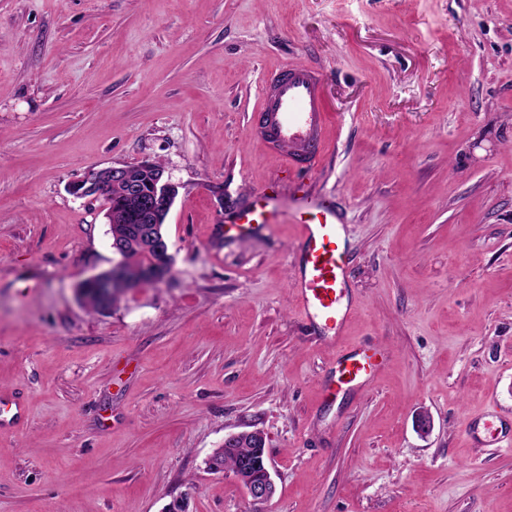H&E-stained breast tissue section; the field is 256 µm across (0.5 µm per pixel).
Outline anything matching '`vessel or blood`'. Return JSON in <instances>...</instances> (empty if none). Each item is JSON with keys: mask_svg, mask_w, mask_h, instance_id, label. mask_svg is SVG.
I'll use <instances>...</instances> for the list:
<instances>
[{"mask_svg": "<svg viewBox=\"0 0 512 512\" xmlns=\"http://www.w3.org/2000/svg\"><path fill=\"white\" fill-rule=\"evenodd\" d=\"M260 118L249 136L261 140L283 162L292 178L299 205L282 213L276 200L278 183L257 190L249 208L239 212L228 230L248 238L283 221L294 224L298 246L292 259L297 307L309 327L331 332L339 347L329 381L341 389L368 384L379 362L360 350L343 345L352 307L345 298L348 277L347 226L343 207L331 197L312 191L303 176L312 172L327 151L328 115L320 73L307 65L291 64L271 73L261 89ZM471 440H484L499 448L512 447V427L467 420Z\"/></svg>", "mask_w": 512, "mask_h": 512, "instance_id": "vessel-or-blood-1", "label": "vessel or blood"}]
</instances>
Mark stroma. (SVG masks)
Wrapping results in <instances>:
<instances>
[{
  "label": "stroma",
  "instance_id": "1",
  "mask_svg": "<svg viewBox=\"0 0 512 512\" xmlns=\"http://www.w3.org/2000/svg\"><path fill=\"white\" fill-rule=\"evenodd\" d=\"M323 74L346 205V342L391 356L329 394L336 346L290 285L292 224L224 235L281 165L248 137L266 75ZM161 162L175 276L97 314L77 285L119 260L101 202L66 186ZM0 512H512V0H0ZM425 410L433 429L420 436ZM268 437L254 504L204 461ZM489 417L498 419V416L493 413H487L484 416L482 430L480 431L483 435V440L495 445L496 448L511 449L512 429H510V425L507 424L503 426L501 420H499L500 425H497L494 420L488 419ZM465 431L472 441H483L481 436H479L476 421L474 419L470 418L467 420L465 424Z\"/></svg>",
  "mask_w": 512,
  "mask_h": 512
}]
</instances>
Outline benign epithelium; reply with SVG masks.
I'll list each match as a JSON object with an SVG mask.
<instances>
[{
	"label": "benign epithelium",
	"mask_w": 512,
	"mask_h": 512,
	"mask_svg": "<svg viewBox=\"0 0 512 512\" xmlns=\"http://www.w3.org/2000/svg\"><path fill=\"white\" fill-rule=\"evenodd\" d=\"M120 186L124 194L136 205V219L140 223L142 238L158 256L157 271L161 276H150L155 284L167 281L174 273V256L170 252L167 236L160 230L162 218L169 212L177 195V185L162 172H155L148 161L140 162L139 170L127 165L112 166L88 172L82 179L68 185V192L78 199H108L112 188ZM112 280L120 281L128 288L144 283L141 277H129L121 263L111 266ZM239 442L252 445L251 452L241 458L240 465L232 474L244 492L255 504H266L273 499L276 485L267 461V436L260 429L244 430L224 437L223 447L233 448Z\"/></svg>",
	"instance_id": "1"
}]
</instances>
